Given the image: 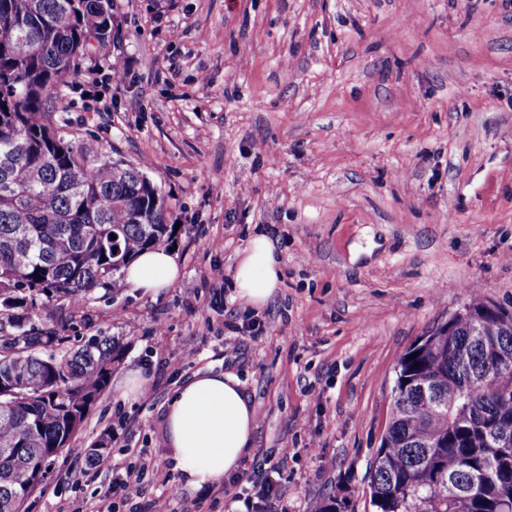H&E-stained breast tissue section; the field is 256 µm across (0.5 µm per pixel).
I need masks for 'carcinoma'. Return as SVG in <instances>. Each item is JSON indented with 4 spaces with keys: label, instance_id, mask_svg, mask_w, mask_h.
I'll return each mask as SVG.
<instances>
[{
    "label": "carcinoma",
    "instance_id": "carcinoma-1",
    "mask_svg": "<svg viewBox=\"0 0 512 512\" xmlns=\"http://www.w3.org/2000/svg\"><path fill=\"white\" fill-rule=\"evenodd\" d=\"M114 29V0H0V385L20 392L0 395V512H21L121 361L110 337L61 350L32 323L37 299L79 305L172 243L161 188L51 127L59 85ZM466 310L472 321L432 327L398 362L370 472L377 512H512V318L481 297Z\"/></svg>",
    "mask_w": 512,
    "mask_h": 512
}]
</instances>
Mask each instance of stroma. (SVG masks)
<instances>
[{
  "instance_id": "1",
  "label": "stroma",
  "mask_w": 512,
  "mask_h": 512,
  "mask_svg": "<svg viewBox=\"0 0 512 512\" xmlns=\"http://www.w3.org/2000/svg\"><path fill=\"white\" fill-rule=\"evenodd\" d=\"M109 46L60 86L52 123L162 189L180 275L155 294L44 305L63 349L108 336L122 361L25 512H261L344 498L373 512L370 465L401 354L473 292L512 312V6L505 0H115ZM127 68L114 84L109 64ZM207 82H200V75ZM257 234L282 277L260 308L233 272ZM220 265L224 277L211 279ZM238 378L259 419L246 467L193 488L164 437L179 384ZM151 401L124 397L127 374ZM138 470L132 495L86 450ZM160 460L161 470L147 467Z\"/></svg>"
}]
</instances>
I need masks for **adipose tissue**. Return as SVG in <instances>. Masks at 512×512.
<instances>
[{
    "instance_id": "ef3b65f1",
    "label": "adipose tissue",
    "mask_w": 512,
    "mask_h": 512,
    "mask_svg": "<svg viewBox=\"0 0 512 512\" xmlns=\"http://www.w3.org/2000/svg\"><path fill=\"white\" fill-rule=\"evenodd\" d=\"M180 273L167 248L141 252L124 271L128 287L154 293L171 286ZM281 270L272 242L250 239L234 270L239 299L264 306L280 285ZM257 414L237 379L212 370L198 372L175 391L165 411L168 442L188 484L208 485L243 469Z\"/></svg>"
}]
</instances>
